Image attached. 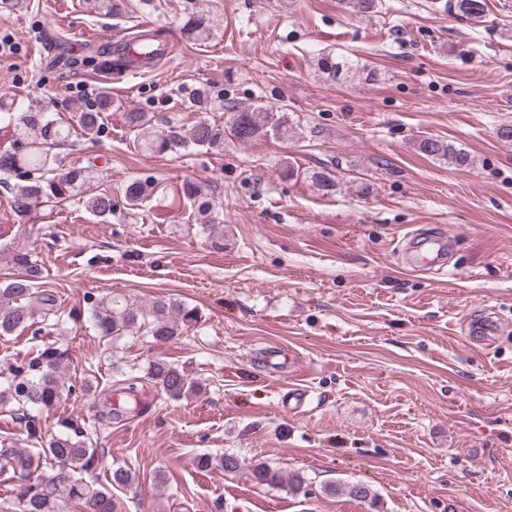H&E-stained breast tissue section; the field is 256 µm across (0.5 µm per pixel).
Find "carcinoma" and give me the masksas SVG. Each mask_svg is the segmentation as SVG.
Returning a JSON list of instances; mask_svg holds the SVG:
<instances>
[{
  "mask_svg": "<svg viewBox=\"0 0 512 512\" xmlns=\"http://www.w3.org/2000/svg\"><path fill=\"white\" fill-rule=\"evenodd\" d=\"M336 4L342 11L364 17L376 13L379 7L377 0H336ZM430 8L435 11L444 8L477 23L483 22L492 11L490 0H447L442 6L433 0ZM95 9L103 16L122 17L129 10V0H95ZM183 31L188 39L204 43L212 35V24L205 16L192 14L184 22ZM163 51V43L157 37L143 38L131 50L125 44L120 46L114 66L126 69L151 65L163 56ZM317 68L331 81L359 71V65L353 60L329 53L317 59ZM113 106L112 98L104 94L95 110L75 112L69 120L33 106L0 115V122L13 128L16 135L10 146L0 148V174L18 178L12 188V208L16 216H27L37 204L52 209L76 196L91 215L104 222L112 217L115 211L112 193L91 188V177L82 167L62 171L51 149L67 145L77 128L83 136L100 134L101 114L112 110ZM125 121L135 133V147L144 153L157 154L189 147L220 150L226 140L249 144L268 136L288 140L296 134L287 112L264 106L236 109L223 123L199 120L189 126L169 124L157 129L151 125L147 113L136 111L125 113ZM418 149L427 156L446 157L457 167L472 165L469 154L437 139H421ZM153 190L147 180H130L123 189L128 209L142 206ZM183 195L194 213L203 217L202 229L211 230L218 224L214 204L199 185L185 182ZM15 260L25 269V274L0 284V336H9L19 328H31L39 323L51 322L57 326L64 323L65 318H73V312L61 311L52 290L40 288L41 272L31 256L20 252ZM88 312L101 335L114 339L150 336L171 340L197 323L194 309L165 296L144 305L124 295L110 293L90 299ZM7 370L9 374L0 381V407L14 409L24 418L56 407L73 391L65 377L64 355L56 347L40 348L27 367L10 365ZM141 378L172 400L196 395L201 390L200 383L190 379L183 368L162 358L149 361L142 377L123 379L124 393L137 395V380ZM59 426L64 432L48 440L38 439L28 450L0 443V477L7 474L19 486L13 506L3 507L0 512H71L75 507L83 512H117L112 488L135 484V476L118 467L112 470L107 487L93 477H86L99 460V450L93 447L88 433L73 422L62 421ZM198 463L202 468L218 467L225 472H236L242 467L238 456L226 453L214 458L203 455ZM253 475L262 484L276 485L286 480L294 490L304 485L300 474L286 479L280 470L266 465L254 468Z\"/></svg>",
  "mask_w": 512,
  "mask_h": 512,
  "instance_id": "cac0c4a2",
  "label": "carcinoma"
}]
</instances>
